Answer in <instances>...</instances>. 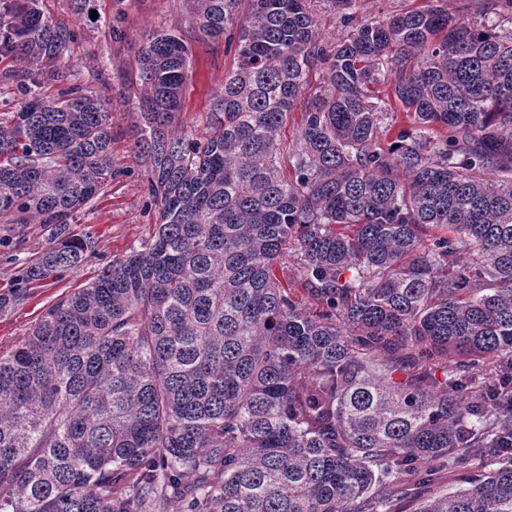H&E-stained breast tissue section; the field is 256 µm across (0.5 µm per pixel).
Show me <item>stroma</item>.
<instances>
[{"mask_svg":"<svg viewBox=\"0 0 512 512\" xmlns=\"http://www.w3.org/2000/svg\"><path fill=\"white\" fill-rule=\"evenodd\" d=\"M40 7L53 22L81 28V38L71 44L62 63L89 91L109 99L112 158L124 174L104 186L70 227L72 234L93 240L82 265L31 289L0 316V350L4 352L26 336L46 308L95 280L155 232V210L147 195L149 172L134 153L135 126L141 121L135 59L148 32L157 27L178 30L191 45L193 65L182 91L176 134L194 139L206 135L212 120V96L233 68V55L224 42L195 38L187 0H89L90 11L83 15L71 11L69 0H40ZM115 27L122 30V40L112 39ZM45 245L42 231L34 225L19 247H0V293L16 287L24 268Z\"/></svg>","mask_w":512,"mask_h":512,"instance_id":"35a3bbf8","label":"stroma"}]
</instances>
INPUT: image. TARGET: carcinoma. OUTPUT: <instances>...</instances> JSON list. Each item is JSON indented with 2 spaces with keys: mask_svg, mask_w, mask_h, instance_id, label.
<instances>
[{
  "mask_svg": "<svg viewBox=\"0 0 512 512\" xmlns=\"http://www.w3.org/2000/svg\"><path fill=\"white\" fill-rule=\"evenodd\" d=\"M189 2L235 67L205 140L177 137L192 50L146 35L156 233L0 351V512H512V28L486 19L512 23V0L334 44L321 0ZM80 36L38 0L0 11L20 65L0 77L22 91L0 122V246L48 233L0 314L84 261L69 226L124 174L107 103L59 65ZM380 83L413 130L384 124ZM448 359L480 385L439 378Z\"/></svg>",
  "mask_w": 512,
  "mask_h": 512,
  "instance_id": "cac0c4a2",
  "label": "carcinoma"
}]
</instances>
